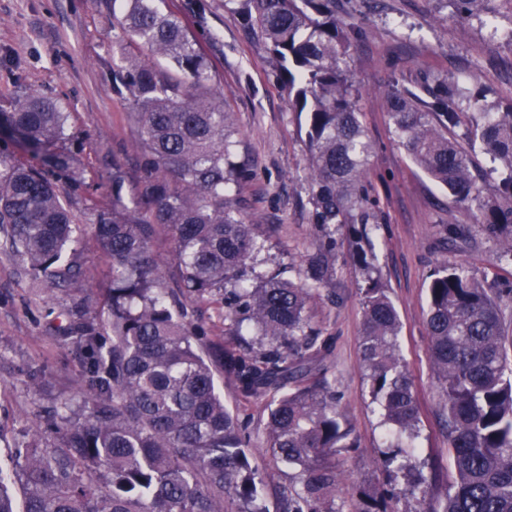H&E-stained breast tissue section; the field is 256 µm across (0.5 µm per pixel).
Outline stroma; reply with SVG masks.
Listing matches in <instances>:
<instances>
[{
    "label": "stroma",
    "instance_id": "1",
    "mask_svg": "<svg viewBox=\"0 0 512 512\" xmlns=\"http://www.w3.org/2000/svg\"><path fill=\"white\" fill-rule=\"evenodd\" d=\"M206 30L201 42L217 38L224 55L215 63L214 89L240 131L239 156L254 177L240 191V212L255 227L262 271L303 275L315 235L308 217L307 147L299 118L276 79V63L263 41L248 38L237 13L222 0H201ZM343 23L364 36L351 47L346 66L359 89L360 120L375 143L369 176L387 222L374 237L379 275L400 320V354L410 370L420 406V454L434 458L440 474L431 497L445 493L453 474L440 389L431 367L426 315L430 275L438 262L463 261L476 274L492 272L499 248L475 234L464 250L441 251L449 227L472 223L467 206L454 202L411 161L385 114L388 86L411 85L420 74L452 76L491 101L512 99V0H497L494 12L461 21L431 0H357ZM112 9L104 0H0V100L34 90L68 112L61 147L73 155L79 181L58 174L57 183L80 240L75 282L53 289L34 282L18 257L0 245V458L25 441L45 420L48 408L83 403L80 367L60 334L73 301L98 311L112 283V265L93 235L97 209L108 200V173L99 162L112 151L129 182L142 177L136 145L139 132L127 118L124 100L112 89L106 69L112 60ZM336 274L327 298L308 317L333 338L326 363L341 394L340 408L353 430L355 448L340 465L352 484L376 482L386 432L374 411L363 370L362 274L351 259L344 231L336 233ZM40 371L41 385L30 382ZM228 409L249 423L254 460L263 471L268 500L286 483L284 466L264 452L265 415L258 401L242 397L232 379L223 384Z\"/></svg>",
    "mask_w": 512,
    "mask_h": 512
}]
</instances>
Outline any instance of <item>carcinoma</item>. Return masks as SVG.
Here are the masks:
<instances>
[{
    "mask_svg": "<svg viewBox=\"0 0 512 512\" xmlns=\"http://www.w3.org/2000/svg\"><path fill=\"white\" fill-rule=\"evenodd\" d=\"M124 3L112 42V85L138 126L143 177L126 183L112 167V201L97 212L95 236L112 261V289L100 320H69L63 336L79 360L89 400L55 413L53 437L39 427L12 448L22 507L0 466V512H270L252 464L246 426L224 405L217 376L227 373L246 398L267 400V454L288 465L285 512H512V339L503 299H512V99L490 104L453 78L424 75L421 85L386 91V117L414 164L476 207V226L499 246L486 278L445 261L429 284V349L447 409L454 476L439 499L435 474L419 458L415 384L398 345L399 319L376 275L371 229L384 221L370 195L374 143L359 119L358 90L340 65L362 29L336 17L339 0H224L242 26L264 40L305 115L309 220L316 233L304 277L257 271L253 225L237 195L253 176L236 159L238 130L210 94L215 71L191 28L160 0ZM459 19L494 0H435ZM68 113L28 91L0 106V135L18 138L42 166L0 155V239L35 276L55 280L77 243L52 174L74 167L57 150ZM498 168L496 196L474 174L476 148ZM170 233L182 287L152 249L157 228ZM350 228L363 273L362 354L369 395L389 426L382 483H359L350 508L336 505L343 472L336 458L355 447L327 377L330 338L311 326L309 304L336 274V229ZM471 225L449 228L469 243ZM221 296L224 333L250 329L259 348L224 349L207 328L185 321L186 303Z\"/></svg>",
    "mask_w": 512,
    "mask_h": 512,
    "instance_id": "carcinoma-1",
    "label": "carcinoma"
}]
</instances>
